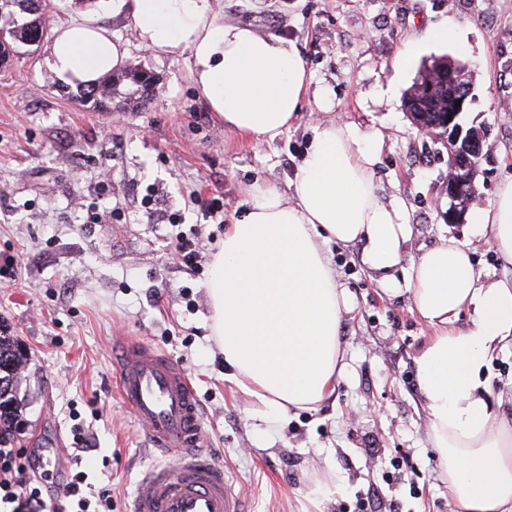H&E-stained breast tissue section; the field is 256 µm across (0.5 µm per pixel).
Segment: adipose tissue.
<instances>
[{
    "mask_svg": "<svg viewBox=\"0 0 512 512\" xmlns=\"http://www.w3.org/2000/svg\"><path fill=\"white\" fill-rule=\"evenodd\" d=\"M142 46L187 50L196 91L216 119L254 141L288 130L302 108L306 61L288 39L225 22L220 0H118ZM127 49L88 11L54 29L47 66L71 88L97 85ZM379 134L319 127L297 173L295 195L255 188L224 232L208 285L211 335L227 379L285 415L330 398L346 372L344 316L352 309L325 246L362 244L363 261L388 294L408 292L436 333L416 357L433 448L460 512H512V422L491 401L482 372L512 345V283L482 279L466 242L449 238L419 256L403 204L379 196ZM471 234L512 263V182ZM404 278H396L397 269ZM470 326H454L462 311Z\"/></svg>",
    "mask_w": 512,
    "mask_h": 512,
    "instance_id": "adipose-tissue-1",
    "label": "adipose tissue"
}]
</instances>
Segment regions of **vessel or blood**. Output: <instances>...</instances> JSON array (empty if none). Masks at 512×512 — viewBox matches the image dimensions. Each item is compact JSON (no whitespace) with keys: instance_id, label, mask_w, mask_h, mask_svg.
Here are the masks:
<instances>
[{"instance_id":"obj_1","label":"vessel or blood","mask_w":512,"mask_h":512,"mask_svg":"<svg viewBox=\"0 0 512 512\" xmlns=\"http://www.w3.org/2000/svg\"><path fill=\"white\" fill-rule=\"evenodd\" d=\"M115 382L147 445L169 459L141 481L131 512H244L224 470L202 459V420L182 366L151 346L124 341L116 350Z\"/></svg>"}]
</instances>
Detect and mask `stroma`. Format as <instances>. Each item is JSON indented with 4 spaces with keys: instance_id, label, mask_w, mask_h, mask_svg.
<instances>
[{
    "instance_id": "stroma-1",
    "label": "stroma",
    "mask_w": 512,
    "mask_h": 512,
    "mask_svg": "<svg viewBox=\"0 0 512 512\" xmlns=\"http://www.w3.org/2000/svg\"><path fill=\"white\" fill-rule=\"evenodd\" d=\"M224 20L284 37L309 78L303 107L282 135L255 142L218 122L198 97L188 51L154 54L112 0H49L48 27L94 11L125 45L127 65L156 79L142 111L96 110L71 99L46 64V47L19 46L0 69V251L18 254L14 285L0 287V324L26 353L20 448H45L63 477L87 474L85 495H112L127 512L140 481L163 460L114 387L112 344L149 343L190 375L207 436L205 459L226 469L246 512H353L373 492L379 512H456L428 436L415 358L434 330L408 293L386 294L358 245L328 243L353 308L342 339L348 372L333 398L257 430L261 404L224 377L211 339V260L250 191L294 194L317 127L376 131L374 182L400 198L415 234L412 255L448 237L469 242L483 277L512 280L476 214L512 180V0H223ZM450 24L447 38L431 32ZM468 64L474 102L467 125L485 128L479 191L464 223L450 224L448 151L404 109L422 62ZM224 205L208 214L213 201ZM106 212L93 224L89 212ZM194 232L198 266L175 262L172 242ZM90 440L76 452L73 429ZM398 480L383 473L399 459Z\"/></svg>"
}]
</instances>
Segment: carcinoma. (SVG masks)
Returning a JSON list of instances; mask_svg holds the SVG:
<instances>
[{"mask_svg":"<svg viewBox=\"0 0 512 512\" xmlns=\"http://www.w3.org/2000/svg\"><path fill=\"white\" fill-rule=\"evenodd\" d=\"M40 2L0 0V19L6 20V24L0 27L1 64L10 61L17 44L34 45L42 40L47 27L39 12ZM447 63L448 58L440 57L423 64L407 90L405 106L413 122L434 127L447 112L452 88L441 79ZM146 73L147 70L141 66L112 73L98 85L78 91L76 99L99 107L114 104L123 109L144 108L151 100V94L141 81V76ZM24 364L25 355L0 329V443L14 441L15 434L20 431L24 403L19 397L18 370Z\"/></svg>","mask_w":512,"mask_h":512,"instance_id":"1","label":"carcinoma"}]
</instances>
